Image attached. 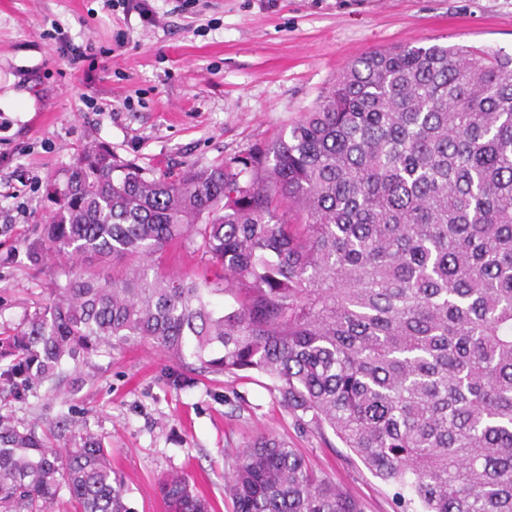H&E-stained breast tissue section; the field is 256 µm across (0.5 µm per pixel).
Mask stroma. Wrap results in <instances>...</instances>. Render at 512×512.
Returning <instances> with one entry per match:
<instances>
[{
	"label": "stroma",
	"instance_id": "stroma-1",
	"mask_svg": "<svg viewBox=\"0 0 512 512\" xmlns=\"http://www.w3.org/2000/svg\"><path fill=\"white\" fill-rule=\"evenodd\" d=\"M0 0V94H27L28 112L0 111V333L50 298V277L26 247L54 205L47 196L90 145L153 174L229 161L288 134L362 53L462 44L512 54V0ZM93 46L70 64L58 39ZM180 366L148 343L92 358L79 383L39 386L26 400L0 386V415L72 444L104 443L128 512H166L167 474L190 476L230 512L224 480L234 454L271 434L358 500L400 512L409 490L385 483L330 428L302 425L255 371L173 379ZM68 405L73 429L55 416Z\"/></svg>",
	"mask_w": 512,
	"mask_h": 512
}]
</instances>
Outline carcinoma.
Instances as JSON below:
<instances>
[{"mask_svg":"<svg viewBox=\"0 0 512 512\" xmlns=\"http://www.w3.org/2000/svg\"><path fill=\"white\" fill-rule=\"evenodd\" d=\"M28 245L49 303L0 337V383L153 344L200 374L256 371L417 512H512V55L370 51L288 134L148 176L106 147L53 185ZM174 241L213 278L164 270ZM224 297V304L214 302ZM127 512L102 443L56 448L0 416V512ZM166 512H210L187 476ZM232 512H362L262 435L224 484Z\"/></svg>","mask_w":512,"mask_h":512,"instance_id":"1","label":"carcinoma"}]
</instances>
